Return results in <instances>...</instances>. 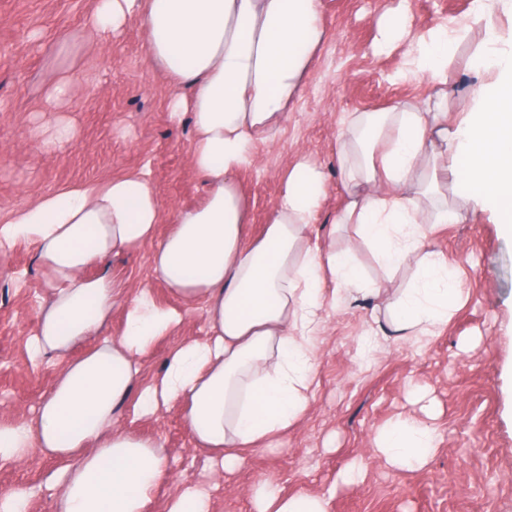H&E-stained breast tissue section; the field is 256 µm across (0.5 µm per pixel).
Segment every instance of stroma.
I'll use <instances>...</instances> for the list:
<instances>
[{"mask_svg": "<svg viewBox=\"0 0 512 512\" xmlns=\"http://www.w3.org/2000/svg\"><path fill=\"white\" fill-rule=\"evenodd\" d=\"M327 40L303 91L272 142L257 143L238 184L252 205L247 237L261 234L281 180L297 152L323 169L326 191L312 226L324 233L347 193L338 165V133L358 112L399 101L420 104L445 92L448 121L468 119L489 74L471 65L482 42L471 22L470 0H409L414 32L445 23L467 28L437 85L407 75L404 47L377 51L378 20L399 0H321ZM95 0H0V215L69 185L101 181L133 170L149 174L165 213L201 205L207 187L189 160L194 133L189 115L167 109L168 76L144 62L145 34L129 23L102 41L88 17ZM68 80L55 100L52 90ZM67 122L71 140L42 146L39 132ZM456 223L435 225L428 244L466 288L447 325L422 341L390 335L382 300L337 298L316 340V379L308 411L266 448L242 449V464L215 477L213 453L194 447L180 405L138 417L125 413L128 431L162 441L171 477L155 493L151 512H167L182 487L206 489L213 512H255L247 495L255 483L282 493L326 495L329 512H512V239L496 214L471 202L455 184L442 193ZM150 250L113 256L115 278L134 291L181 310L182 324L142 359V384L161 373L167 353L187 339L205 338L200 306H186L156 279ZM55 288L26 243L0 242V422L33 417L61 367L33 363L26 341ZM411 418L438 427L439 449L419 470L387 466L373 452L378 431ZM365 468L344 483L356 461ZM56 462L40 455L0 466V488L34 494L33 512H54L56 491L46 482Z\"/></svg>", "mask_w": 512, "mask_h": 512, "instance_id": "35a3bbf8", "label": "stroma"}]
</instances>
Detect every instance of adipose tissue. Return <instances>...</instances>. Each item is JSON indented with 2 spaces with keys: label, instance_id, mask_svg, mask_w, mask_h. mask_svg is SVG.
I'll use <instances>...</instances> for the list:
<instances>
[{
  "label": "adipose tissue",
  "instance_id": "1",
  "mask_svg": "<svg viewBox=\"0 0 512 512\" xmlns=\"http://www.w3.org/2000/svg\"><path fill=\"white\" fill-rule=\"evenodd\" d=\"M147 34L146 57L172 81L168 110L190 113L196 133L190 164L207 186L205 203L171 216L157 238L162 207L146 173H128L40 197L0 221V240L35 246L57 283L30 340L32 360L54 355L62 368L33 418L0 423V463L40 454L59 466L56 512H150L157 486L170 475L161 441L119 423L126 409L143 416L170 403L185 406L194 445L222 450L224 471L243 448H263L310 406L314 342L324 328L326 293H376L353 250L314 241L313 217L325 177L304 156L289 167L260 238L243 228L249 207L236 173L257 139L273 141L305 84L327 31L321 0H96L91 25L116 38L128 21ZM458 35L441 28L412 36L406 7L380 19V49L406 44L413 76L443 81ZM472 65L493 80L476 96L471 118L452 125L446 103L426 109L399 102L354 114L341 128L343 177L355 192L336 215L387 269L421 251L416 276L388 308L402 339L433 335L448 322L463 288L447 261L426 250L429 228L454 223L446 206L427 207L452 171L463 195L481 199L512 238V38L486 23ZM419 197L400 192L409 181ZM151 245L153 275L190 304L202 305L207 339L169 351L163 371L140 386L141 356L183 321L149 289L125 295L109 259ZM98 265V276L84 271ZM123 309L120 335L88 346ZM85 353L70 359V352ZM438 449V430L399 420L374 437L387 465L421 467ZM256 512H327L324 497L281 494L270 483L249 490Z\"/></svg>",
  "mask_w": 512,
  "mask_h": 512
}]
</instances>
